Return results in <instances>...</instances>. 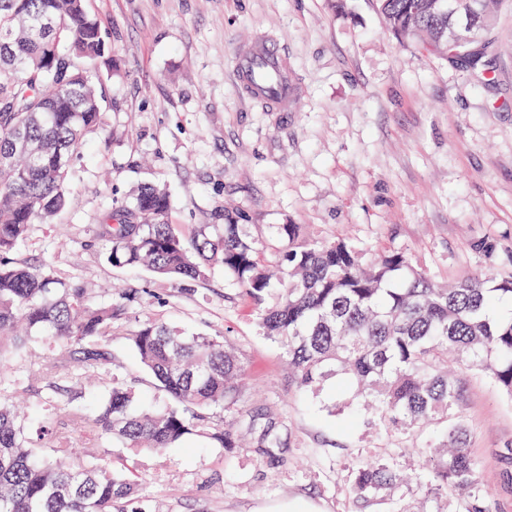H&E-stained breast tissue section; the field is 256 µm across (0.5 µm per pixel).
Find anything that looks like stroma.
Instances as JSON below:
<instances>
[{
    "label": "stroma",
    "instance_id": "1",
    "mask_svg": "<svg viewBox=\"0 0 512 512\" xmlns=\"http://www.w3.org/2000/svg\"><path fill=\"white\" fill-rule=\"evenodd\" d=\"M112 48L97 63L104 132L89 136L75 161L66 207L31 225L15 255L44 264L56 279L84 284L92 297H128L113 323L110 375L139 394L151 379L127 340L162 321L223 336L241 353L246 389L240 407L271 410L287 448L210 447L191 436L164 456L115 462L137 469L150 512H394L392 498L369 506L352 493V470L386 459L405 471L429 457L436 427L407 435L379 419L328 415L349 387L336 379L317 392L298 388L280 345L263 335L258 312L215 275L185 283L143 269L113 267L96 226L111 207L147 183L170 196V224L184 237L199 225L239 216L272 250L271 226L300 224L319 239H346L375 254L404 251L432 280L481 272L512 277V0L496 19L489 48L494 78L396 39L374 0H87ZM269 35L289 59L298 91L294 111L275 112L239 87L230 58L238 43ZM492 238L495 264L475 252ZM40 390L66 381L53 412L57 439L75 448L93 440L62 419L73 392L98 388L100 371L76 372L60 348L34 346L19 363ZM463 416L490 512H512V399L488 379L466 373Z\"/></svg>",
    "mask_w": 512,
    "mask_h": 512
}]
</instances>
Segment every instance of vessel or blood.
<instances>
[{
	"label": "vessel or blood",
	"instance_id": "b4317fda",
	"mask_svg": "<svg viewBox=\"0 0 512 512\" xmlns=\"http://www.w3.org/2000/svg\"><path fill=\"white\" fill-rule=\"evenodd\" d=\"M235 79L251 96L264 99L278 112L287 111L295 94L288 80V57L262 36L241 43L234 51Z\"/></svg>",
	"mask_w": 512,
	"mask_h": 512
}]
</instances>
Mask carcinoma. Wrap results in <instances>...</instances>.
Listing matches in <instances>:
<instances>
[{"instance_id": "cac0c4a2", "label": "carcinoma", "mask_w": 512, "mask_h": 512, "mask_svg": "<svg viewBox=\"0 0 512 512\" xmlns=\"http://www.w3.org/2000/svg\"><path fill=\"white\" fill-rule=\"evenodd\" d=\"M498 5L482 0V30L492 27ZM377 7L396 37L417 38L489 81V44L451 46L448 15L433 0H377ZM106 51L85 0H0V512H142L133 497L139 476L112 469L114 445L163 455L201 436L213 448H237L243 431L264 455L286 446L278 418L241 412L245 366L226 338L163 322L140 326L128 340L169 404L157 408L116 380L102 384L89 412L77 402L83 395L71 398L68 421L101 442L100 454L80 456L55 442L49 417L30 431L10 404L28 392L17 363L34 343L63 348L80 367L112 365L107 333L125 295L93 301L79 282L7 260L31 224L65 207L77 150L103 129L102 92L86 63ZM169 209L167 191L147 185L107 212L97 234L111 244L112 266L193 282L223 270L259 311L263 333L281 346L299 386L340 377L360 409L393 431L435 423L438 450L422 464L426 493L451 488L459 512H488L467 448L461 378L448 370V354L512 398V317L491 318L497 306L512 304V278L480 273L440 287L403 251L368 256L345 241L309 238L299 224L273 227L280 247L272 267L246 225L207 224L187 240L169 224ZM474 249L490 265L498 258L492 239ZM212 409L224 412V428L210 426ZM411 481L388 461L367 460L352 490L369 504Z\"/></svg>"}]
</instances>
